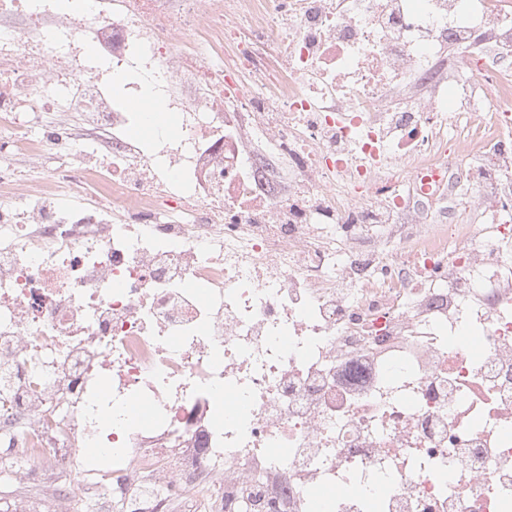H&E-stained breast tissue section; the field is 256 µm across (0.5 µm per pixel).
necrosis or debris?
I'll use <instances>...</instances> for the list:
<instances>
[{
  "mask_svg": "<svg viewBox=\"0 0 512 512\" xmlns=\"http://www.w3.org/2000/svg\"><path fill=\"white\" fill-rule=\"evenodd\" d=\"M0 446L52 512H512V0H0Z\"/></svg>",
  "mask_w": 512,
  "mask_h": 512,
  "instance_id": "4bbe7bcc",
  "label": "necrosis or debris"
}]
</instances>
